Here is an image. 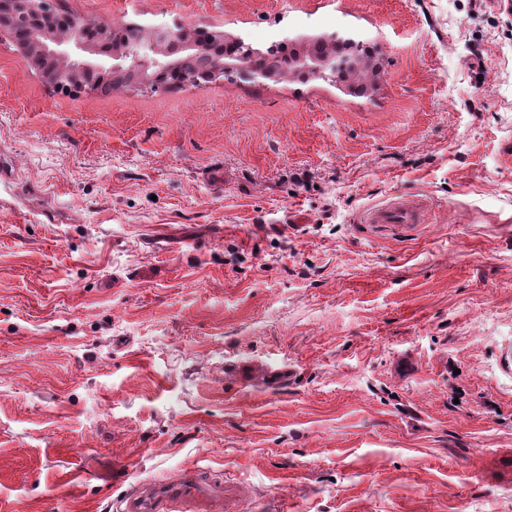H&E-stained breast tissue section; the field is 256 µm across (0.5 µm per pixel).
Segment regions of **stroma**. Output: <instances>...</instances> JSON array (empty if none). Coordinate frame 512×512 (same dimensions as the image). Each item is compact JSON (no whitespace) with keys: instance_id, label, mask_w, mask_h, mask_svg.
Listing matches in <instances>:
<instances>
[{"instance_id":"stroma-1","label":"stroma","mask_w":512,"mask_h":512,"mask_svg":"<svg viewBox=\"0 0 512 512\" xmlns=\"http://www.w3.org/2000/svg\"><path fill=\"white\" fill-rule=\"evenodd\" d=\"M52 5L338 30L383 75L72 96L0 39V512H115L193 464L243 512H512V0ZM395 197L413 236L359 224Z\"/></svg>"}]
</instances>
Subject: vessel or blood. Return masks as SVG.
I'll return each mask as SVG.
<instances>
[{
	"mask_svg": "<svg viewBox=\"0 0 512 512\" xmlns=\"http://www.w3.org/2000/svg\"><path fill=\"white\" fill-rule=\"evenodd\" d=\"M426 206L400 198L367 208L360 221L409 234L423 223ZM251 497L246 483L197 465L158 480H140L119 498L120 512H242Z\"/></svg>",
	"mask_w": 512,
	"mask_h": 512,
	"instance_id": "1",
	"label": "vessel or blood"
}]
</instances>
